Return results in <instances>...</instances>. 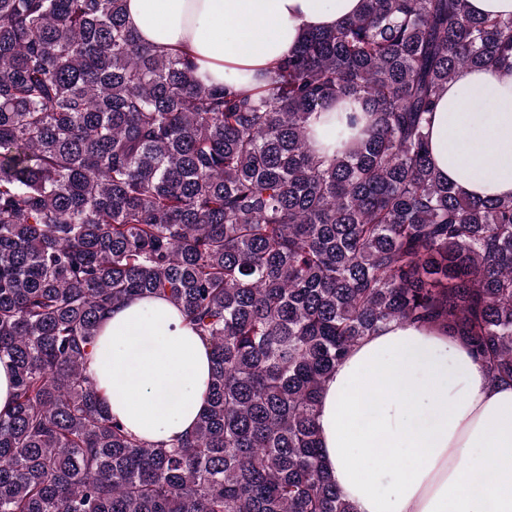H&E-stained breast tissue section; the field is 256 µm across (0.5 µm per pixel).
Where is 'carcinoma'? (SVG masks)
<instances>
[{
  "instance_id": "1",
  "label": "carcinoma",
  "mask_w": 512,
  "mask_h": 512,
  "mask_svg": "<svg viewBox=\"0 0 512 512\" xmlns=\"http://www.w3.org/2000/svg\"><path fill=\"white\" fill-rule=\"evenodd\" d=\"M125 3L0 0V512H353L318 409L357 341L439 326L512 381V198L460 195L423 134L458 69L512 67V15L362 0L240 91L141 43ZM152 296L212 364L161 443L86 371L105 313Z\"/></svg>"
}]
</instances>
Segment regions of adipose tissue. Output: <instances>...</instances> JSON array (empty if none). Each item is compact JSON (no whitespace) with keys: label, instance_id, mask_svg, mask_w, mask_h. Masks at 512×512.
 <instances>
[{"label":"adipose tissue","instance_id":"1","mask_svg":"<svg viewBox=\"0 0 512 512\" xmlns=\"http://www.w3.org/2000/svg\"><path fill=\"white\" fill-rule=\"evenodd\" d=\"M361 0H126L141 42L184 52L206 86L249 90L311 30ZM433 166L470 197H512V68H461L427 130ZM88 370L127 430L194 431L208 350L178 309L144 298L103 321ZM324 466L354 512H512V382L440 329L390 322L323 384Z\"/></svg>","mask_w":512,"mask_h":512}]
</instances>
